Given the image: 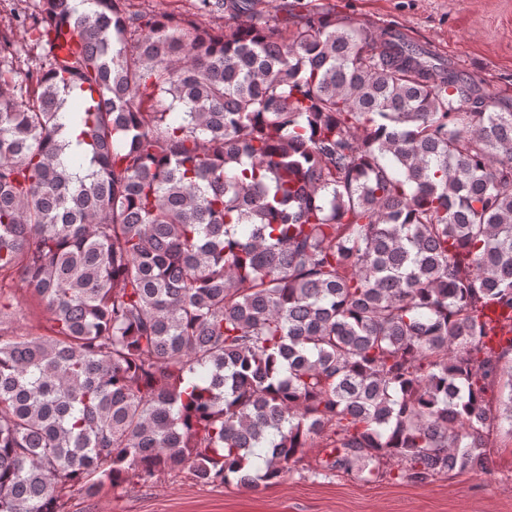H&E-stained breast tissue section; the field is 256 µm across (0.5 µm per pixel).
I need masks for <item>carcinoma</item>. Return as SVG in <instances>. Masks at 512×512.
I'll return each mask as SVG.
<instances>
[{
	"label": "carcinoma",
	"instance_id": "carcinoma-1",
	"mask_svg": "<svg viewBox=\"0 0 512 512\" xmlns=\"http://www.w3.org/2000/svg\"><path fill=\"white\" fill-rule=\"evenodd\" d=\"M36 0L47 63L4 91L0 274L51 315L0 339V512L129 475L278 481L487 471L512 355V108L401 33L328 7L216 28Z\"/></svg>",
	"mask_w": 512,
	"mask_h": 512
}]
</instances>
